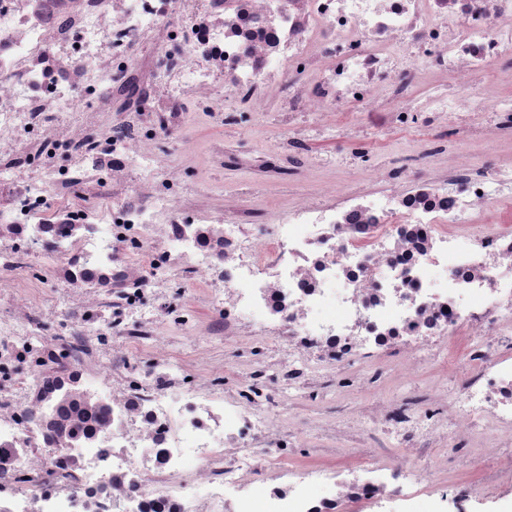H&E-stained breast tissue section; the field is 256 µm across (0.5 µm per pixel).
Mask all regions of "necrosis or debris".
<instances>
[{
	"instance_id": "1",
	"label": "necrosis or debris",
	"mask_w": 512,
	"mask_h": 512,
	"mask_svg": "<svg viewBox=\"0 0 512 512\" xmlns=\"http://www.w3.org/2000/svg\"><path fill=\"white\" fill-rule=\"evenodd\" d=\"M259 112L269 151L190 134ZM228 161L369 182L262 224L198 192ZM243 336L282 356L229 387L183 348ZM355 360L397 394L302 452L277 387ZM511 447L512 0H0V512H472ZM448 510H450L449 504L447 508H441L431 499L422 497L415 500L412 507L405 500H394L383 504L380 508L363 512H448Z\"/></svg>"
}]
</instances>
